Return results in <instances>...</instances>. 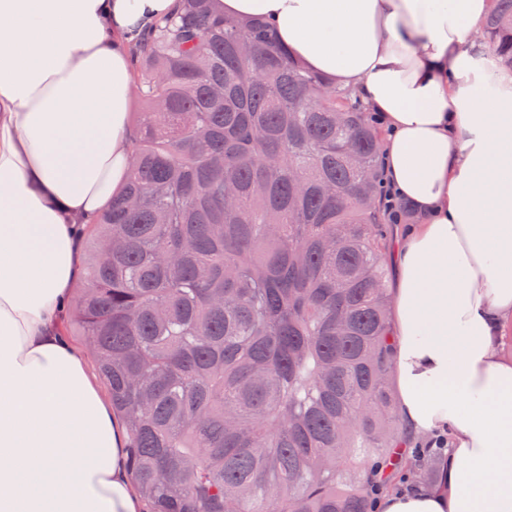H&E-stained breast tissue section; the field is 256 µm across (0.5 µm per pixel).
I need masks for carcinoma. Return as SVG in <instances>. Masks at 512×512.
Listing matches in <instances>:
<instances>
[{"label":"carcinoma","mask_w":512,"mask_h":512,"mask_svg":"<svg viewBox=\"0 0 512 512\" xmlns=\"http://www.w3.org/2000/svg\"><path fill=\"white\" fill-rule=\"evenodd\" d=\"M216 4L134 37L131 175L83 231L75 321L152 512H373L378 467L428 481L392 455L378 131ZM481 32L512 69V0Z\"/></svg>","instance_id":"cac0c4a2"}]
</instances>
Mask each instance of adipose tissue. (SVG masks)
Returning a JSON list of instances; mask_svg holds the SVG:
<instances>
[{"instance_id":"ef3b65f1","label":"adipose tissue","mask_w":512,"mask_h":512,"mask_svg":"<svg viewBox=\"0 0 512 512\" xmlns=\"http://www.w3.org/2000/svg\"><path fill=\"white\" fill-rule=\"evenodd\" d=\"M176 0H0V512H145L125 432L62 312L80 233L130 168L129 39ZM261 16L381 113L398 241L390 344L408 439L448 435L434 488L379 512H512V71L475 34L491 0H219Z\"/></svg>"}]
</instances>
